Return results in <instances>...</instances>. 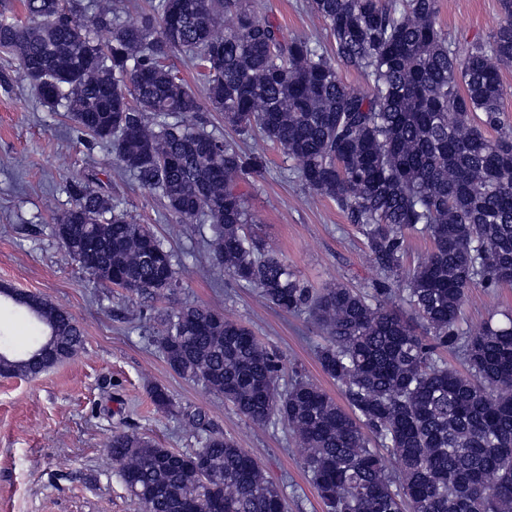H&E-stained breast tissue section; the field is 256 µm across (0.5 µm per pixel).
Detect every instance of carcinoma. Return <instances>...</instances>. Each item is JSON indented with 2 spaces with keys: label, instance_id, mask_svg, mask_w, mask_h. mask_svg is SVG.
Masks as SVG:
<instances>
[{
  "label": "carcinoma",
  "instance_id": "1",
  "mask_svg": "<svg viewBox=\"0 0 512 512\" xmlns=\"http://www.w3.org/2000/svg\"><path fill=\"white\" fill-rule=\"evenodd\" d=\"M121 2L101 0L82 24L81 0H21L24 19H0V50L18 60L14 80L109 144L118 171L171 214L209 225V266L269 306L307 315L324 338L321 369L347 406L300 375L281 385L279 360L251 330L207 306L159 318L169 368L255 424L285 422L327 512H512V316L461 323L470 291L498 287L512 268V133L487 135L504 125L512 0L462 54L437 0H309L328 50L285 34L247 0H150L134 23L121 21ZM222 10L234 26L221 25ZM176 54L199 69L205 98L169 63ZM341 65L363 74L366 90L348 89ZM210 111L251 148L208 128ZM270 143L364 237L383 275L371 290L338 282L315 291L245 232L241 186L262 176ZM67 191L73 205L52 236L76 262L93 250L85 270L105 286L154 298L199 264L130 219L121 199L84 179ZM413 233L432 248L403 277ZM25 314L47 333L26 351H0L13 376L83 348L82 327L63 309L40 299ZM152 397L200 447L187 454L112 434V462L146 512H287L259 462L206 414L177 410L158 387Z\"/></svg>",
  "mask_w": 512,
  "mask_h": 512
}]
</instances>
